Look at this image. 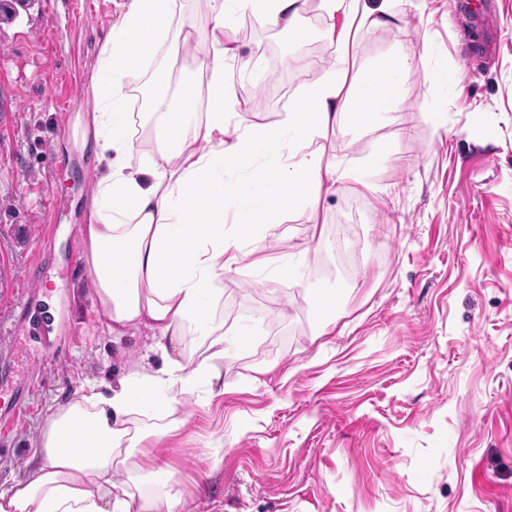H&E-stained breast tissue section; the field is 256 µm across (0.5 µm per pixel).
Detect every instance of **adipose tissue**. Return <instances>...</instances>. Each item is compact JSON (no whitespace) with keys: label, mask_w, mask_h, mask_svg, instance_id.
I'll use <instances>...</instances> for the list:
<instances>
[{"label":"adipose tissue","mask_w":512,"mask_h":512,"mask_svg":"<svg viewBox=\"0 0 512 512\" xmlns=\"http://www.w3.org/2000/svg\"><path fill=\"white\" fill-rule=\"evenodd\" d=\"M215 2L193 70L168 37L176 0H122L92 70L93 151L104 168L79 227L83 267L109 334L151 331L162 366L113 385L86 383L51 408L26 476L0 492V512H189L168 464L150 450L177 430L182 395L216 386L220 363L251 343L224 329L225 273L248 263L256 218L272 233L289 207L318 209L338 167L313 142L349 115L372 124L396 104L411 69L405 58L352 78L337 60L295 96L282 123L246 122L228 133L226 115L242 105L224 71L241 54L225 44V29L247 14L298 42L307 0ZM148 66L153 152L131 134L126 83ZM260 153L277 156V168L254 166ZM239 200L249 216L225 231L224 204Z\"/></svg>","instance_id":"ef3b65f1"}]
</instances>
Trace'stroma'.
I'll list each match as a JSON object with an SVG mask.
<instances>
[{
    "label": "stroma",
    "mask_w": 512,
    "mask_h": 512,
    "mask_svg": "<svg viewBox=\"0 0 512 512\" xmlns=\"http://www.w3.org/2000/svg\"><path fill=\"white\" fill-rule=\"evenodd\" d=\"M118 0H39L0 24V385L25 396L0 422V491L21 479L50 408L89 380L160 361L147 330L109 336L82 269L98 175L90 71ZM396 25L354 32L349 73L400 56L394 108L314 146L344 177L318 211L256 226L258 266L224 276V327L256 342L225 360L221 395H184L163 456L192 512H512V0H395ZM311 44L351 16L308 0ZM252 18L226 33L241 121L280 122L319 69ZM461 72L462 88L432 71ZM82 97L59 109L64 88ZM61 189L71 201L50 211ZM52 258L39 278L30 269ZM287 256L283 279L263 257ZM335 292L336 324L316 311ZM46 311L28 334L23 304Z\"/></svg>",
    "instance_id": "obj_1"
}]
</instances>
